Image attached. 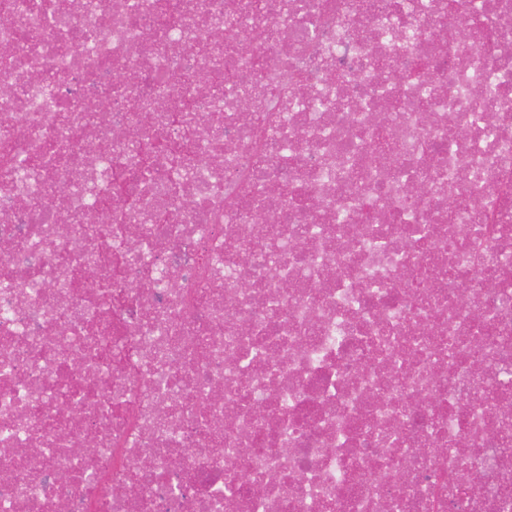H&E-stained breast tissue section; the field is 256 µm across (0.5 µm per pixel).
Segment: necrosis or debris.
Masks as SVG:
<instances>
[{
	"label": "necrosis or debris",
	"instance_id": "1",
	"mask_svg": "<svg viewBox=\"0 0 512 512\" xmlns=\"http://www.w3.org/2000/svg\"><path fill=\"white\" fill-rule=\"evenodd\" d=\"M254 2L0 0V512H512V0Z\"/></svg>",
	"mask_w": 512,
	"mask_h": 512
}]
</instances>
